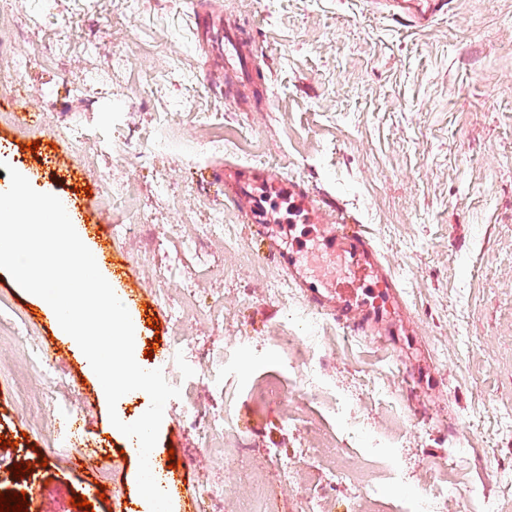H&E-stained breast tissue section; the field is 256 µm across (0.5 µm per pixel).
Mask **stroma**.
Returning <instances> with one entry per match:
<instances>
[{
  "label": "stroma",
  "instance_id": "1",
  "mask_svg": "<svg viewBox=\"0 0 512 512\" xmlns=\"http://www.w3.org/2000/svg\"><path fill=\"white\" fill-rule=\"evenodd\" d=\"M208 11L257 49V77H240L191 39ZM49 30L66 31L74 48L52 68L42 63ZM0 41L16 49L0 60V115L23 106L34 115L24 128L0 118V160L68 200L101 274L142 302L138 364L149 363V341L171 349L183 337L185 351L163 373L202 399L196 348L223 360L216 405L241 445L234 469L208 456L183 400L165 406L155 451L174 455L188 489L228 485L223 512H246L241 492L261 475L280 512H301L312 495L322 512H360L350 480L333 473L350 457L355 477L374 481L381 508L394 512L442 480L439 464L455 453L464 460L446 512H512V0H447L422 27L374 0H0ZM116 56L125 60L118 74ZM214 119L228 132L252 130L253 140L234 149L237 160L283 176L286 190L266 191L263 204L274 223L291 227L284 245L305 240L308 272L349 275L310 238L311 225L339 217L373 236L406 301L371 342L326 316L305 361L279 347L306 300L293 288L268 295L281 273L213 176L225 160L205 144L203 124ZM71 122L83 125L81 139L62 133ZM34 141L45 163L28 151ZM106 176L133 185L136 214L113 210L101 190ZM292 184L327 195L335 211L301 210ZM216 217L238 251L199 238V226ZM120 222L131 224L127 236L98 230ZM175 257L196 276L197 306L222 322L173 323L182 277L162 285L156 273ZM46 310L0 269V436L12 441L0 447V492L11 494V468L27 462L43 512H76L78 492L93 512H148L138 459L122 454L130 438L112 425L88 359ZM32 343L62 347L54 364L62 386L32 365ZM305 362L348 400L347 417L330 416L324 398H290L288 383ZM393 369L408 378L393 386L410 420L403 430L359 383ZM267 383L277 393L254 411L253 393ZM57 408L72 411L78 437L48 429ZM95 450L113 461L103 487L69 464ZM273 454L301 468L293 485L270 467ZM475 487L483 496H472Z\"/></svg>",
  "mask_w": 512,
  "mask_h": 512
}]
</instances>
